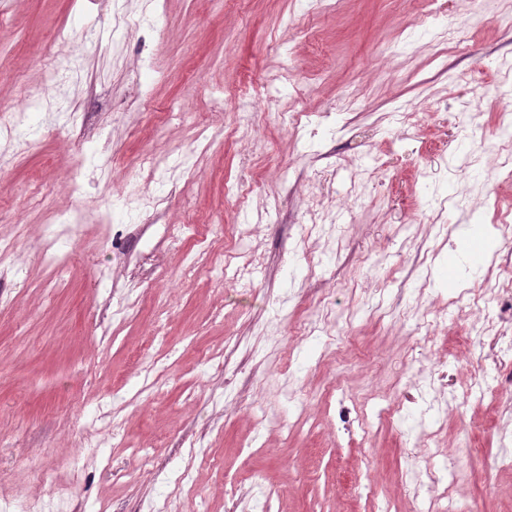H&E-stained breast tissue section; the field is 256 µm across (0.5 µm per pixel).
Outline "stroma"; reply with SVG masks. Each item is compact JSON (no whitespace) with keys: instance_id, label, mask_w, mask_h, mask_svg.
<instances>
[{"instance_id":"35a3bbf8","label":"stroma","mask_w":512,"mask_h":512,"mask_svg":"<svg viewBox=\"0 0 512 512\" xmlns=\"http://www.w3.org/2000/svg\"><path fill=\"white\" fill-rule=\"evenodd\" d=\"M439 5L0 0V99L63 76L0 171V512H512V335L472 331L506 316L512 0ZM60 223L48 228L42 236V256L50 263L59 262L61 264L57 256L58 242L63 236H69L79 226V224H71L77 223V221L69 218L62 219ZM21 512H73L71 503L64 498L59 499H38L32 502L21 501L19 504Z\"/></svg>"}]
</instances>
